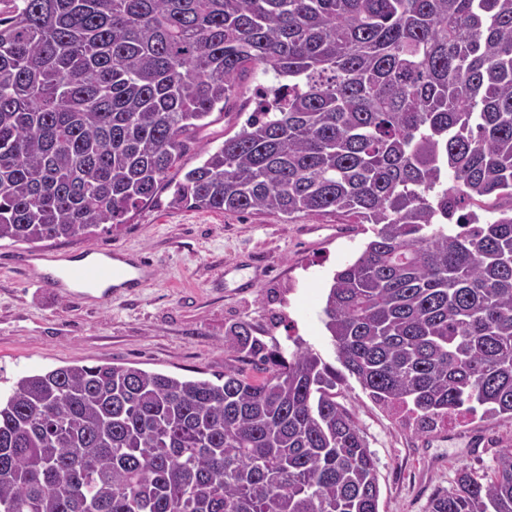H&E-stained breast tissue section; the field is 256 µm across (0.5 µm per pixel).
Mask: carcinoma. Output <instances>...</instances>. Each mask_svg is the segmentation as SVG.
Listing matches in <instances>:
<instances>
[{
    "label": "carcinoma",
    "mask_w": 512,
    "mask_h": 512,
    "mask_svg": "<svg viewBox=\"0 0 512 512\" xmlns=\"http://www.w3.org/2000/svg\"><path fill=\"white\" fill-rule=\"evenodd\" d=\"M249 68L278 84L187 168ZM169 206L374 225L322 309L338 359L423 431L512 415V0H0V241ZM509 206L486 218L474 202ZM239 321L216 380L67 365L0 394V512H379L311 348ZM428 512H512V448Z\"/></svg>",
    "instance_id": "obj_1"
}]
</instances>
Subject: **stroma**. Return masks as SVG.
<instances>
[{
	"instance_id": "obj_1",
	"label": "stroma",
	"mask_w": 512,
	"mask_h": 512,
	"mask_svg": "<svg viewBox=\"0 0 512 512\" xmlns=\"http://www.w3.org/2000/svg\"><path fill=\"white\" fill-rule=\"evenodd\" d=\"M261 69L244 73L229 110L183 157L200 154L239 132L259 107L257 88L271 84ZM168 190L132 214L119 230L33 243L0 242V387L16 378L70 364L134 366L147 371L211 379L228 360L224 332L245 320L255 335L287 344L301 338L330 364L338 357L322 308L337 270L355 259L373 236L369 224L320 213L292 219L279 214H230L173 209ZM339 224L334 239L314 242L305 228ZM125 248L156 274L135 295L106 302L75 300L15 273L12 259L36 250L76 257L79 250ZM232 278H225V269ZM337 399L351 413L377 466L380 512H427L431 497L450 489L458 468L483 474L512 448V417L472 415L440 420L420 433L413 421L377 406L355 377L344 376Z\"/></svg>"
}]
</instances>
